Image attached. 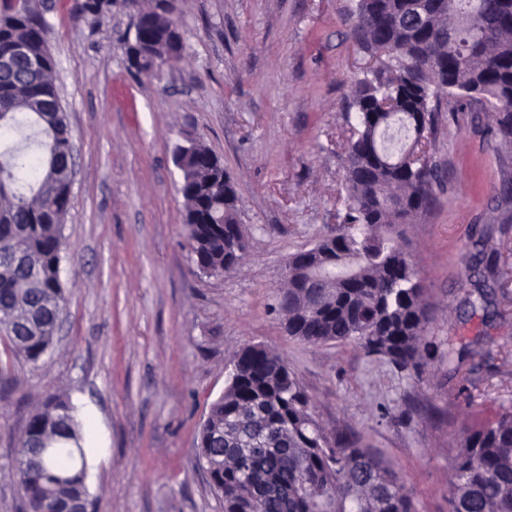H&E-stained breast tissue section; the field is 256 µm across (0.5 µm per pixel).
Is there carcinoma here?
<instances>
[{
	"label": "carcinoma",
	"instance_id": "1",
	"mask_svg": "<svg viewBox=\"0 0 512 512\" xmlns=\"http://www.w3.org/2000/svg\"><path fill=\"white\" fill-rule=\"evenodd\" d=\"M425 0L426 27L400 18L414 0H358L349 38L378 56L354 87V136L344 146L346 212L316 242L329 283L279 286L275 309L288 315V336L311 345L352 342L402 371L418 372L430 343L428 303L398 225L416 223L440 185L435 160L440 104L475 100L495 120L503 186L512 187V28L496 30L498 0ZM144 0L115 8L138 17L136 73L160 76L183 42L176 6L139 11ZM45 19L30 0H0V137L21 140L0 149V331L14 359L36 363L53 346L65 311L60 279L64 220L71 206L72 137L64 109L45 111L59 89ZM25 46L27 57L16 55ZM40 69L31 73L27 58ZM35 150L42 178H26ZM181 189L192 200L184 224L193 263L222 273L248 244L227 247L239 224L236 188L224 163L202 146L181 150ZM500 276L495 265L470 262L466 280L479 296ZM240 373L209 408L198 435V462L212 470L210 487L224 512H411L394 471L343 431L332 437L288 361L257 343L233 354ZM280 439L277 448H219L214 429L236 422ZM72 405L54 395L30 414L18 439L17 485L22 512H55L88 499L87 461ZM448 477L449 512H512V407L455 430Z\"/></svg>",
	"mask_w": 512,
	"mask_h": 512
}]
</instances>
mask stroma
<instances>
[{
  "label": "stroma",
  "instance_id": "stroma-1",
  "mask_svg": "<svg viewBox=\"0 0 512 512\" xmlns=\"http://www.w3.org/2000/svg\"><path fill=\"white\" fill-rule=\"evenodd\" d=\"M48 26L75 146L60 277L66 315L37 364L0 339V512H21L17 439L38 402L67 395L81 417L93 512H224L196 466L197 432L231 354L278 350L328 433L350 428L404 485L412 512H448L455 421L512 405V228L492 124L439 114L444 176L408 250L430 305L420 372L351 344L311 346L272 306L289 258L344 210L346 109L371 58L348 36L357 0H180L185 49L160 78L135 75L121 10L75 16L77 0H32ZM191 134L233 178L252 239L242 270L207 278L190 260L181 174L169 148ZM508 277L486 308L467 302L463 254L483 234ZM478 342L484 359L457 360Z\"/></svg>",
  "mask_w": 512,
  "mask_h": 512
}]
</instances>
